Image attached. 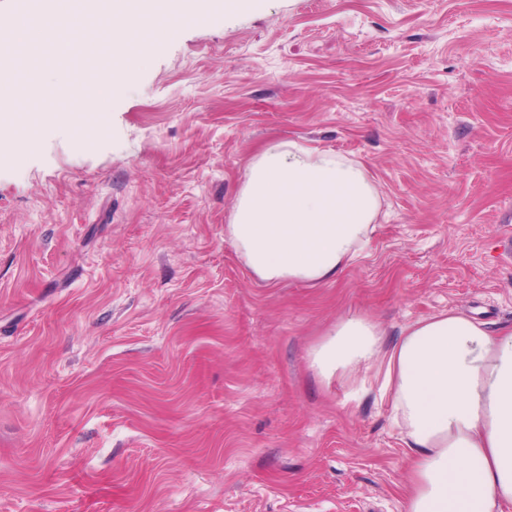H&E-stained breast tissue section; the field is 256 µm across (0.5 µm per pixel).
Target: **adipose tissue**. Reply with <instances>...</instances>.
<instances>
[{"label": "adipose tissue", "instance_id": "obj_1", "mask_svg": "<svg viewBox=\"0 0 512 512\" xmlns=\"http://www.w3.org/2000/svg\"><path fill=\"white\" fill-rule=\"evenodd\" d=\"M220 0H112L131 26L195 19ZM381 194L357 159L294 140L250 159L224 227L266 285L334 281L358 258ZM368 317L336 323L312 350L324 378L379 369L412 479L406 512H512V325L487 329L461 311L421 319L390 349Z\"/></svg>", "mask_w": 512, "mask_h": 512}]
</instances>
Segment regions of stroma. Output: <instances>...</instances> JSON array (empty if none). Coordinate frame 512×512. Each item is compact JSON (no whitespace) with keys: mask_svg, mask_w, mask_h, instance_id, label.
<instances>
[{"mask_svg":"<svg viewBox=\"0 0 512 512\" xmlns=\"http://www.w3.org/2000/svg\"><path fill=\"white\" fill-rule=\"evenodd\" d=\"M68 29L0 0V29ZM16 56L0 138V512H405L377 384L310 353L461 310L512 323V0H251ZM90 110L67 118L76 99ZM361 159L382 209L336 281L269 287L224 235L251 156Z\"/></svg>","mask_w":512,"mask_h":512,"instance_id":"obj_1","label":"stroma"}]
</instances>
